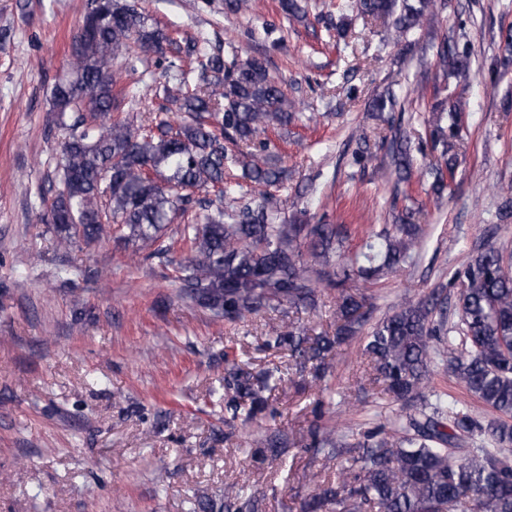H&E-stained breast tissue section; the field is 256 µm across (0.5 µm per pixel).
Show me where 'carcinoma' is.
Listing matches in <instances>:
<instances>
[{
  "instance_id": "obj_1",
  "label": "carcinoma",
  "mask_w": 512,
  "mask_h": 512,
  "mask_svg": "<svg viewBox=\"0 0 512 512\" xmlns=\"http://www.w3.org/2000/svg\"><path fill=\"white\" fill-rule=\"evenodd\" d=\"M434 0H344L336 42L345 40L353 18L391 21L388 32L402 42L409 33L436 21ZM285 19L304 18L301 0H279ZM167 60L179 78L164 87L165 99L183 114L176 123L162 108L150 124L134 127L114 119L123 100L114 92V61L131 46ZM439 65L460 71L468 55L442 43ZM53 110L71 114L63 124L58 167L62 188L51 198L50 223L64 233L94 244L110 221L129 229L138 249L154 245L165 227L187 220L180 238L187 247L178 280L194 302L215 317L236 322L284 304L314 310L324 284L335 292L336 333L307 336L294 322L268 331L267 345L288 347L299 367L314 364V378L327 377V358L343 343L360 338L373 379L396 399L419 407L375 428L355 443L334 430H311V448L338 459L336 483L326 486L313 474L314 493L302 512H512V267L493 247L454 273L460 284L461 335L449 336L434 320L440 305L432 295L408 301L392 314L372 321V305L357 286L412 261L420 246L414 211L405 208L399 223L366 232L358 251L344 249V224H283L274 197L224 208V198L243 186L224 179L237 165L242 178L262 186H281L285 170L268 161L274 145L268 129L295 120V102L269 73L261 55L228 58L217 49L200 54L196 43L173 36L150 21L139 7L116 0H88L73 37L69 75L51 96ZM396 96L387 89L373 107L395 121ZM428 123L431 150L438 152L421 176L441 197L451 189L459 150L464 147L460 99L435 104ZM237 152L228 154L224 141ZM391 165L406 180L413 167L412 141L401 134L389 141ZM214 192L197 199L194 192ZM449 359H444V354ZM448 361V372L484 406L499 414L486 429L469 410L444 416L442 404L429 403L432 366ZM281 380L278 368L254 376L244 363L228 362L224 372V409L249 404L242 424L267 406L265 392ZM494 446L467 448L474 434ZM240 490L224 487L222 509L253 512L250 501L237 505Z\"/></svg>"
}]
</instances>
